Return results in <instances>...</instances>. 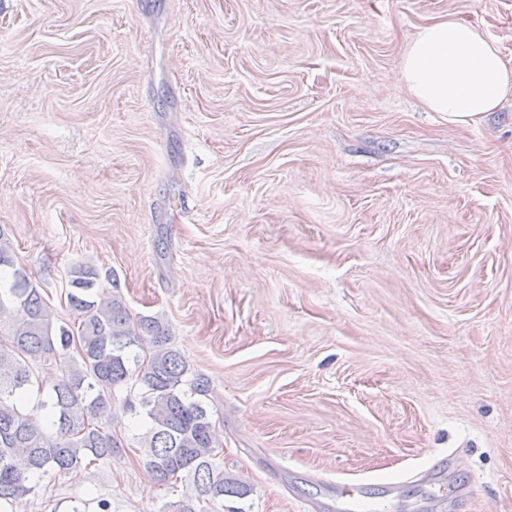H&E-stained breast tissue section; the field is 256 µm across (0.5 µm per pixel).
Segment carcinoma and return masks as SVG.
Segmentation results:
<instances>
[{"instance_id":"cac0c4a2","label":"carcinoma","mask_w":512,"mask_h":512,"mask_svg":"<svg viewBox=\"0 0 512 512\" xmlns=\"http://www.w3.org/2000/svg\"><path fill=\"white\" fill-rule=\"evenodd\" d=\"M0 504L11 506L34 490L31 480L53 472L70 474L112 457V393L125 387L150 420L144 434L151 479L188 480L189 490L161 512H203L201 503L242 498L249 488L215 466L214 425L203 397L208 382L192 374L173 347L167 326L152 316L131 322L123 297L93 294L100 274L92 267L70 270L68 308L75 324L53 323L49 307L26 269L0 244ZM55 362L59 375L40 378L41 363ZM47 391L37 416L25 408L31 387Z\"/></svg>"}]
</instances>
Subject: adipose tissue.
<instances>
[{
	"mask_svg": "<svg viewBox=\"0 0 512 512\" xmlns=\"http://www.w3.org/2000/svg\"><path fill=\"white\" fill-rule=\"evenodd\" d=\"M399 80L426 111L463 122L512 99V61L478 27L448 15L418 28L403 52Z\"/></svg>",
	"mask_w": 512,
	"mask_h": 512,
	"instance_id": "1",
	"label": "adipose tissue"
}]
</instances>
